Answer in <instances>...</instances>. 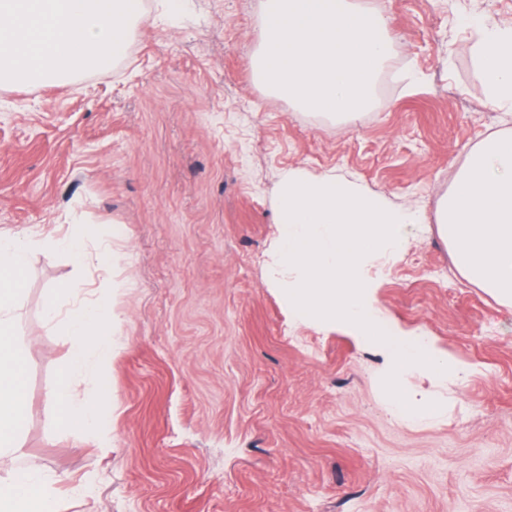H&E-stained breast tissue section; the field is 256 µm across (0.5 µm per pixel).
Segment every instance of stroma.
I'll return each instance as SVG.
<instances>
[{"label":"stroma","mask_w":512,"mask_h":512,"mask_svg":"<svg viewBox=\"0 0 512 512\" xmlns=\"http://www.w3.org/2000/svg\"><path fill=\"white\" fill-rule=\"evenodd\" d=\"M143 0L123 56L65 83L0 86V231L86 230L87 257L35 246L19 300L27 356L19 467L71 479L59 512H512V308L458 271L438 199L512 112L483 93L459 20L512 23V0H363L394 39L372 107L336 122L268 91L250 60L260 0ZM416 205V238L370 268L385 324L427 336L464 379L408 375L442 413L387 408L389 362L351 328L295 321L265 269L289 170ZM122 224L124 260L95 255ZM81 278L120 317L106 379L71 380L104 413L60 431L50 394L71 338L48 291Z\"/></svg>","instance_id":"35a3bbf8"}]
</instances>
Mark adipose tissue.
<instances>
[{
    "instance_id": "1",
    "label": "adipose tissue",
    "mask_w": 512,
    "mask_h": 512,
    "mask_svg": "<svg viewBox=\"0 0 512 512\" xmlns=\"http://www.w3.org/2000/svg\"><path fill=\"white\" fill-rule=\"evenodd\" d=\"M475 37L483 90L494 104L512 110V25L481 18L464 21ZM440 232L457 268L502 305L512 307V134H492L470 153L451 190L437 208ZM30 242L0 232V458L21 447L26 416L25 353L16 328L18 298L24 290ZM46 320L65 326L72 343L50 397L60 429L76 426L104 433L100 409L74 399L71 379L93 367L103 370L115 349L100 334L117 315L110 297L72 280L53 289L42 305ZM62 477L22 469L0 477V512H56Z\"/></svg>"
}]
</instances>
